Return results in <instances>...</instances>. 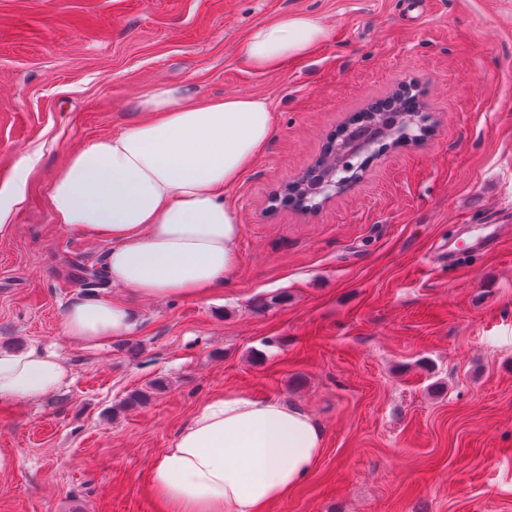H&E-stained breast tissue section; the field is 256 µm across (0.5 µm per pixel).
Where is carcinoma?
Returning <instances> with one entry per match:
<instances>
[{"instance_id":"obj_1","label":"carcinoma","mask_w":512,"mask_h":512,"mask_svg":"<svg viewBox=\"0 0 512 512\" xmlns=\"http://www.w3.org/2000/svg\"><path fill=\"white\" fill-rule=\"evenodd\" d=\"M390 102L376 104L361 115L353 118L341 131L322 157L307 169L300 179L285 186L288 193L300 207L317 205L314 187L319 183H335L336 191L343 190L349 183L359 178L361 169L348 173L341 170V161L348 154L367 152L374 144L388 140L394 146L400 144L398 130L414 118V113L402 109L391 111ZM80 284L87 289H100L108 284L106 273L100 270H85Z\"/></svg>"}]
</instances>
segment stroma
I'll return each instance as SVG.
<instances>
[{
  "label": "stroma",
  "instance_id": "stroma-1",
  "mask_svg": "<svg viewBox=\"0 0 512 512\" xmlns=\"http://www.w3.org/2000/svg\"><path fill=\"white\" fill-rule=\"evenodd\" d=\"M329 37L274 73L256 27ZM161 83L269 99L267 149L230 190L238 266L207 300L127 299L129 335L61 333L104 242L57 223L68 154L140 120ZM417 86L431 125L367 154L347 191L279 201L356 112ZM0 348L55 349L71 380L0 405V512H164L150 470L219 393L303 407L324 432L268 512H512V0H0ZM489 253L449 265L481 224ZM134 390L147 403L127 407ZM327 38V30L313 15L292 13L255 28L241 47L244 62L261 72H273L298 60Z\"/></svg>",
  "mask_w": 512,
  "mask_h": 512
}]
</instances>
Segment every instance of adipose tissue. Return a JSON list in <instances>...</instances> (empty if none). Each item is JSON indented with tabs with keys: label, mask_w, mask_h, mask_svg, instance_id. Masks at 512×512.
<instances>
[{
	"label": "adipose tissue",
	"mask_w": 512,
	"mask_h": 512,
	"mask_svg": "<svg viewBox=\"0 0 512 512\" xmlns=\"http://www.w3.org/2000/svg\"><path fill=\"white\" fill-rule=\"evenodd\" d=\"M327 38L313 15L292 13L255 28L244 62L272 72ZM144 119L72 151L51 181L57 223L108 243L114 285L136 298L205 300L238 264L242 226L226 193L266 149L273 112L262 97L202 101L185 86L141 96ZM135 317L123 301L81 295L65 310L69 343L93 347L126 336ZM69 371L36 347L0 351V405L40 400ZM324 434L302 407L223 393L203 402L150 471L167 512H266L302 483Z\"/></svg>",
	"instance_id": "1"
}]
</instances>
